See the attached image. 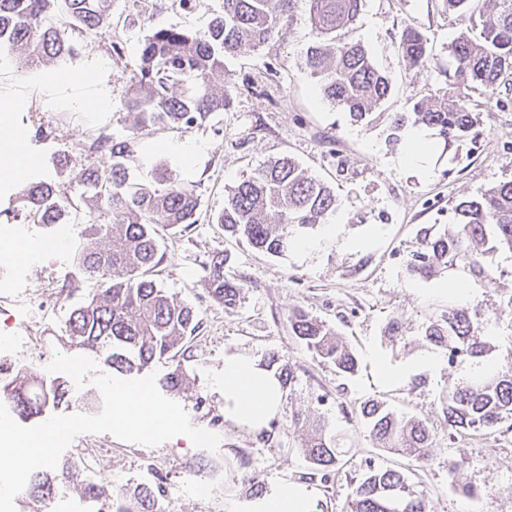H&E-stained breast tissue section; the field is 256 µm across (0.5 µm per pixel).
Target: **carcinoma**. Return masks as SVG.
<instances>
[{
  "mask_svg": "<svg viewBox=\"0 0 512 512\" xmlns=\"http://www.w3.org/2000/svg\"><path fill=\"white\" fill-rule=\"evenodd\" d=\"M363 0H223V9L205 31L187 32L175 26L154 27L141 43L124 109L130 135L116 138L100 133L90 152H106L107 168L94 165L84 172L85 191L78 201L47 182L33 183L18 196L16 209L5 213L9 223L23 217L37 224L58 223L68 207H85L82 245L75 256L79 273L96 279L97 293L75 308L68 323L72 347L83 352L112 347V367L119 372L141 371L164 360L173 370L163 379L170 391L183 389L186 374L181 359L202 325V314L163 288L152 272L160 262L157 228L177 229L197 223L199 198L178 174L155 168L153 180L129 183L128 165L134 162L133 140L144 131L190 127L206 121L230 105L228 90L211 85L224 71V59L245 48L257 49L280 32L284 16L302 7L310 34L306 63L317 78L323 97L354 120L372 115L391 88L390 77L379 70L358 42L339 32L353 23ZM450 9L469 14L470 26L451 44L453 70L448 79L456 99L418 102L413 111L397 113L387 127L388 142L401 141L407 123L426 126L443 140V150L469 136L474 129L469 92L481 91L492 102L498 83L512 73V0H489V8L471 11L472 0H443ZM60 11L86 31L112 34V0H0V47L27 54L29 67L59 66L78 55V46L51 22ZM398 50L410 67H425L427 39L413 28L402 30ZM334 190L288 157L257 168L237 182L224 200L216 223L224 232L246 240L272 256L303 245L309 231L336 214ZM454 222L436 230H419L416 249L406 262L408 275L430 280L441 274L473 279L488 288L503 284L500 265L487 256L512 258V180L502 181L480 195L460 200ZM212 300L232 306L244 283L224 277V258L217 254L206 266ZM292 333L305 347L337 372L352 375L354 352L323 321L295 308L289 315ZM477 310L450 305L430 323L420 340L448 357V365L469 363L492 350L488 325ZM59 384L16 375L0 388L19 415L30 417L52 410L65 399ZM448 435H491L512 420V351L497 366L448 386L441 397ZM360 414L371 441L378 448L423 462L431 434L425 422L397 414L384 403L368 401ZM310 434L302 444L308 461L328 472L336 466V435L328 418L305 420ZM31 490L45 499L53 485L46 472L31 476ZM157 493L151 487L112 500V512H155ZM350 512H427L424 497L410 489L405 475L389 467H373L359 482Z\"/></svg>",
  "mask_w": 512,
  "mask_h": 512,
  "instance_id": "obj_1",
  "label": "carcinoma"
}]
</instances>
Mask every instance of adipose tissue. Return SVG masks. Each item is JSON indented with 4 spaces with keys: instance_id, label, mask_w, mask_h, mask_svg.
Wrapping results in <instances>:
<instances>
[{
    "instance_id": "1",
    "label": "adipose tissue",
    "mask_w": 512,
    "mask_h": 512,
    "mask_svg": "<svg viewBox=\"0 0 512 512\" xmlns=\"http://www.w3.org/2000/svg\"><path fill=\"white\" fill-rule=\"evenodd\" d=\"M26 105L24 96L0 100V182L16 178H36L38 164L29 163L28 135L19 131L13 115ZM27 159V167H20V159ZM217 388L224 395L226 420L258 431L281 406L283 392L277 374L262 365L259 359L228 353L219 372ZM312 497L303 487L282 484L263 496L240 506L238 512H312Z\"/></svg>"
}]
</instances>
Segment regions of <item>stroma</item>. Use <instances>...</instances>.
Masks as SVG:
<instances>
[{"instance_id": "obj_1", "label": "stroma", "mask_w": 512, "mask_h": 512, "mask_svg": "<svg viewBox=\"0 0 512 512\" xmlns=\"http://www.w3.org/2000/svg\"><path fill=\"white\" fill-rule=\"evenodd\" d=\"M221 10L222 0H196L188 12L173 0H112V27L125 47L120 56L111 52L108 35L80 30L68 17L53 16V23L81 46L72 66H107L111 107L105 112L70 108L64 100L71 89L40 90L24 53L0 51V93L26 96V109L16 119L29 135L40 180L72 197L82 193L84 170L111 163L109 155L89 153V137L102 131L128 133L123 101L151 24L195 31L206 28ZM282 25L278 37L226 58L223 72L215 74V85L231 89L229 107L200 125L138 136L136 161L129 169L132 182L145 184L157 164H166L200 199L197 223L160 234L155 278L203 314L183 361L188 388L172 399L192 424L208 426L222 416L217 450L195 447L187 439L146 446L99 433L93 443L97 454L87 466L79 436L60 456L61 462L73 463L71 477L55 482L50 500L41 503L29 496L17 502V512H92L95 501L84 493L89 484L97 485L107 501L138 486L158 485L174 512H228L230 506L286 482L312 488L318 512H346L358 482L373 465L403 472L412 489L425 497L429 512H466L461 496L466 486L476 492L475 512H512V429L449 438L442 391L466 372L449 366L441 355L433 366L422 365L428 350L416 342L429 320L447 310L449 296L441 281L415 280L406 273L418 229L450 223L459 200L512 179V75L504 77L495 105L485 106L482 95H472L476 135L456 142L453 162L413 165L402 147L388 143V117L449 94V46L464 26L458 13L444 9L442 0H364L342 37L361 43L392 84L377 114L361 122L324 99L311 77L305 61L313 39L303 12ZM407 26L426 37L431 65L412 68L400 56L397 37ZM185 147L192 150L187 161L181 158ZM283 156L328 182L338 209L330 227L313 231L306 248L274 257L225 234L212 217L242 176ZM83 229L82 213L72 209L65 211L56 232L21 224L20 241L50 238L58 246L38 261L21 264L17 279L0 287V336L38 338L34 346L1 349L0 368L14 365L35 379L63 384L67 396L57 410L61 416L84 412L86 402L98 394L93 385L79 389L67 375L47 370L55 354H73L69 315L97 290L95 280L75 269ZM358 249L370 255L369 265L359 273H345ZM219 253L225 275L245 284L232 307L215 304L206 288L205 268ZM297 307L339 332L357 356L355 374L337 372L299 342L289 323ZM395 317L403 322L407 338L392 344L383 329ZM228 352L263 362L279 353L295 376L284 390L280 412L262 432L223 417L224 397L214 377ZM376 356L407 367V375L382 381L372 364ZM371 399L428 425L432 444L427 465L372 445L358 416L360 403ZM321 413L339 439L338 463L327 476L306 459L303 430L296 422L297 416ZM149 458L162 462L159 475L145 470ZM452 458L465 461L454 481L448 477ZM203 481L212 484L205 497L196 492Z\"/></svg>"}]
</instances>
